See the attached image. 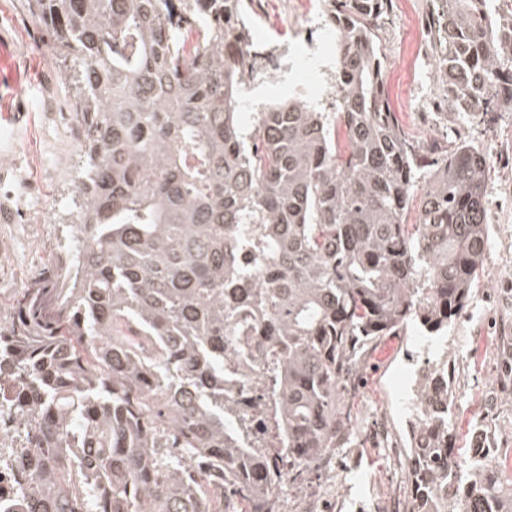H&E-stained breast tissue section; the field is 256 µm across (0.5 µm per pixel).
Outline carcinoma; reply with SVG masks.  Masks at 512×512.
Returning a JSON list of instances; mask_svg holds the SVG:
<instances>
[{"label": "carcinoma", "instance_id": "carcinoma-1", "mask_svg": "<svg viewBox=\"0 0 512 512\" xmlns=\"http://www.w3.org/2000/svg\"><path fill=\"white\" fill-rule=\"evenodd\" d=\"M62 61L83 172L48 275L0 330V374L39 444L21 512H282L280 450L313 462L350 413L364 341L429 337L469 305L489 243L488 157L424 167L385 92V0H336L334 111L296 97L242 120L246 0H31ZM459 112H512V15L448 0L438 61ZM424 183L418 223L404 215ZM255 364L238 411L224 385ZM448 362L418 370L410 512H512L455 452Z\"/></svg>", "mask_w": 512, "mask_h": 512}]
</instances>
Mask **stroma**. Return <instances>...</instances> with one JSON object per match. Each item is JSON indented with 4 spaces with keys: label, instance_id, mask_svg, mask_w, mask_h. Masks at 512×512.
<instances>
[{
    "label": "stroma",
    "instance_id": "35a3bbf8",
    "mask_svg": "<svg viewBox=\"0 0 512 512\" xmlns=\"http://www.w3.org/2000/svg\"><path fill=\"white\" fill-rule=\"evenodd\" d=\"M328 0H250L253 43L276 67L279 52L313 32L322 51L335 39L318 27ZM378 32L385 88L399 122L419 144L454 149L469 142L489 158L485 178L490 246L471 305L428 351L410 322L360 349L349 378L357 422L329 453V481L313 480L302 496H284L287 512H410L407 478L408 413L416 371L428 356L446 360L453 385L455 446L466 454L475 433L491 449L489 462L512 448V395L503 365L512 363V112H452L448 86L436 67L435 0H388ZM0 39L23 74L10 98L0 99V328L13 323L25 288L34 285L64 237L82 165L69 102L71 74L35 21L30 0H0Z\"/></svg>",
    "mask_w": 512,
    "mask_h": 512
}]
</instances>
